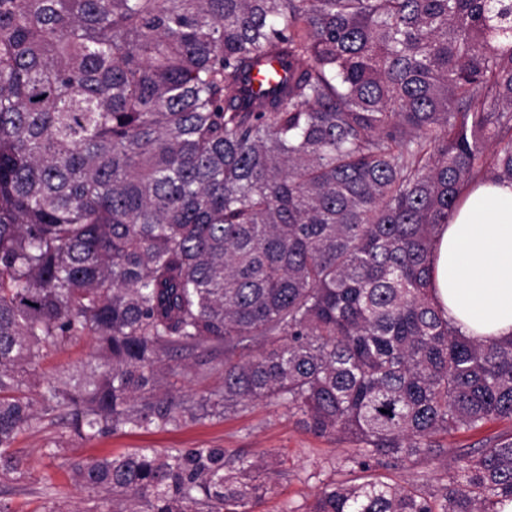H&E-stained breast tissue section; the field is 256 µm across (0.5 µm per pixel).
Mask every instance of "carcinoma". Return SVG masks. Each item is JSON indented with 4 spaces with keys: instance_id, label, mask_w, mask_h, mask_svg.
I'll list each match as a JSON object with an SVG mask.
<instances>
[{
    "instance_id": "cac0c4a2",
    "label": "carcinoma",
    "mask_w": 512,
    "mask_h": 512,
    "mask_svg": "<svg viewBox=\"0 0 512 512\" xmlns=\"http://www.w3.org/2000/svg\"><path fill=\"white\" fill-rule=\"evenodd\" d=\"M272 85L257 93L253 77ZM512 182V0H0V476L17 435L165 430L285 404L345 462L411 466L512 421V340L432 292L438 227ZM93 337L40 379L39 353ZM207 348L224 385L166 388ZM437 493L330 483L306 512H499L512 435ZM222 448L75 462L106 512H253ZM510 432H512V422L506 420L490 422L476 429L444 436L440 439V444L445 450L448 448H477L490 437Z\"/></svg>"
}]
</instances>
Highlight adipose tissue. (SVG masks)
Returning a JSON list of instances; mask_svg holds the SVG:
<instances>
[{"instance_id": "1", "label": "adipose tissue", "mask_w": 512, "mask_h": 512, "mask_svg": "<svg viewBox=\"0 0 512 512\" xmlns=\"http://www.w3.org/2000/svg\"><path fill=\"white\" fill-rule=\"evenodd\" d=\"M433 286L461 332L484 342L512 338V183L468 188L438 230Z\"/></svg>"}]
</instances>
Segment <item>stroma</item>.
<instances>
[{
  "label": "stroma",
  "mask_w": 512,
  "mask_h": 512,
  "mask_svg": "<svg viewBox=\"0 0 512 512\" xmlns=\"http://www.w3.org/2000/svg\"><path fill=\"white\" fill-rule=\"evenodd\" d=\"M93 350L92 337L80 336L62 348L43 351L34 367L39 376L50 378L81 365ZM169 366V387L177 394L197 398L222 383L220 372L195 357L172 359ZM53 443L59 444V451L46 454V446ZM13 448L23 475L18 480H0V504L8 512H47L51 495L57 490L66 492L68 512H89L91 503L86 493L74 484L73 462L138 448H220L226 462L240 456L250 458L256 464L254 479L265 487L253 512H305L326 484L355 476L342 464L352 452L351 444L309 432L285 405L269 400L220 419L167 430L119 431L91 441L71 434L66 418L58 416L21 432ZM381 473L401 484H426L433 492L449 481L436 457L408 469L385 467Z\"/></svg>",
  "instance_id": "1"
}]
</instances>
